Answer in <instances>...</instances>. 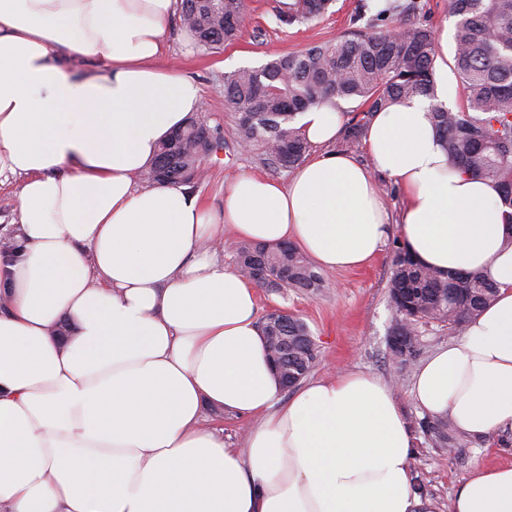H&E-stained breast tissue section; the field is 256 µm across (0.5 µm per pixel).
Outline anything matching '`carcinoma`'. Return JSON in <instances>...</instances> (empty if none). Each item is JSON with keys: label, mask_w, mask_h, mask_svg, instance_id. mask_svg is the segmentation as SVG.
Masks as SVG:
<instances>
[{"label": "carcinoma", "mask_w": 512, "mask_h": 512, "mask_svg": "<svg viewBox=\"0 0 512 512\" xmlns=\"http://www.w3.org/2000/svg\"><path fill=\"white\" fill-rule=\"evenodd\" d=\"M326 0H292L279 7L280 23L311 22L329 12ZM456 18L454 67L467 91L466 106L453 111L436 102L434 32L411 20L421 10L416 0H391L367 23L369 30H351L333 43L305 49L265 63L261 70L245 67L224 75V101L236 115L235 137L260 150L278 169L290 170L306 158L310 144L297 116L307 109L340 98L357 101L360 117L348 126L356 143L373 113L399 98L422 96L432 101V119L452 167L497 183L502 204L512 209V0H448ZM247 13L245 0H181L180 24L202 49L216 51L235 41ZM204 126L194 115L159 145L156 158L142 172L151 184L193 185L200 180L202 159L198 140ZM238 272L269 291L273 279L288 271V290L311 295L323 277L294 246L241 242L236 248ZM395 313L392 332L402 346L388 347L389 360L401 367L420 354V328L429 323L465 331L469 320L495 297L496 288L475 273L443 276L421 265L405 245H397L388 283ZM264 318L265 336H286L281 348L288 379L297 383L314 368L317 345L298 316L272 312ZM419 429L442 447L457 438L448 422L425 416Z\"/></svg>", "instance_id": "cac0c4a2"}]
</instances>
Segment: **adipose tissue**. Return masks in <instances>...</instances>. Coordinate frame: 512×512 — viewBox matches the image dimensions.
<instances>
[{
    "label": "adipose tissue",
    "instance_id": "1",
    "mask_svg": "<svg viewBox=\"0 0 512 512\" xmlns=\"http://www.w3.org/2000/svg\"><path fill=\"white\" fill-rule=\"evenodd\" d=\"M179 0H0V176L20 177L0 253V512H417L393 388L362 371L281 387L252 283L209 242L295 244L369 263L399 228L413 256L492 281L496 300L414 373L415 405L486 438L512 430V246L494 182L453 169L428 99L375 112L372 166L334 150L327 103L298 117L319 154L281 183L246 172L206 206L136 186L201 89L165 64ZM98 57L93 75L69 58ZM405 199L391 225L374 179ZM252 418L243 447L204 424ZM451 512H512V464L478 466Z\"/></svg>",
    "mask_w": 512,
    "mask_h": 512
}]
</instances>
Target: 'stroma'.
<instances>
[{
    "instance_id": "1",
    "label": "stroma",
    "mask_w": 512,
    "mask_h": 512,
    "mask_svg": "<svg viewBox=\"0 0 512 512\" xmlns=\"http://www.w3.org/2000/svg\"><path fill=\"white\" fill-rule=\"evenodd\" d=\"M282 0H247L248 22L233 43L216 52L192 47L180 24H173L166 42L165 60L181 73L193 77L203 90L201 118L224 137V149L210 156L203 178L195 185L204 203L221 208L224 194L243 172H252L281 182L288 172L278 171L264 161L260 151H243L234 137V114L224 104V75L244 66L258 67L269 60L296 52L313 42L336 39L353 27L357 0H335L331 10L309 23H278L274 13ZM423 12L437 36L438 51L444 58L454 56L455 17L448 12V0H420ZM391 233L381 252L358 269L323 270L324 286L313 296L292 292L257 291V315L265 317L284 309L301 317L309 326L318 347V360L310 373L318 378L342 370L371 373L396 387V397L407 421L421 413L409 389L413 368L398 369L387 359V340L394 320L388 297L394 243ZM417 454L412 462L413 477L424 486L429 512H448L459 481L474 467L512 464V431L487 439L460 435V447L442 448L422 432H415Z\"/></svg>"
}]
</instances>
